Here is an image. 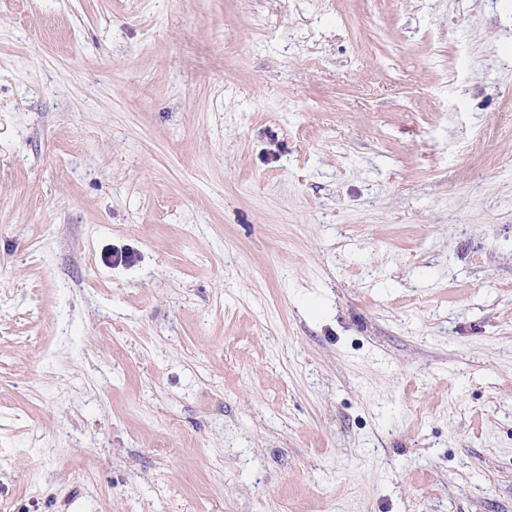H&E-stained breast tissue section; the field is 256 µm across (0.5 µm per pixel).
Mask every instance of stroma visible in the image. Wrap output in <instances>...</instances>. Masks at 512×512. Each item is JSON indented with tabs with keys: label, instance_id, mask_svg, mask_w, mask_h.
<instances>
[{
	"label": "stroma",
	"instance_id": "obj_1",
	"mask_svg": "<svg viewBox=\"0 0 512 512\" xmlns=\"http://www.w3.org/2000/svg\"><path fill=\"white\" fill-rule=\"evenodd\" d=\"M0 512H512V0H0Z\"/></svg>",
	"mask_w": 512,
	"mask_h": 512
}]
</instances>
